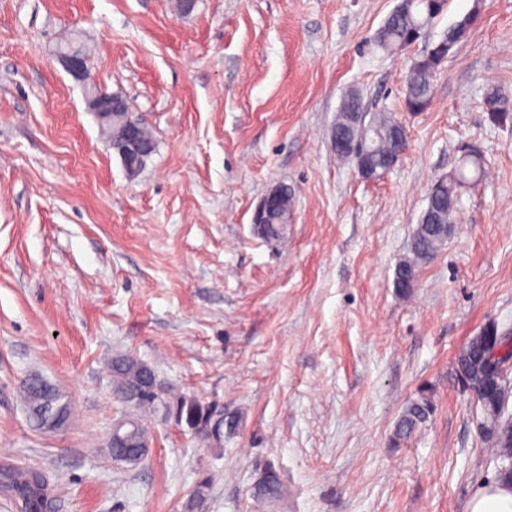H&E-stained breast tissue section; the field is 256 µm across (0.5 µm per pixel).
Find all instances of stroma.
<instances>
[{"label":"stroma","instance_id":"stroma-1","mask_svg":"<svg viewBox=\"0 0 512 512\" xmlns=\"http://www.w3.org/2000/svg\"><path fill=\"white\" fill-rule=\"evenodd\" d=\"M473 2L389 54L373 36L397 0H0V466L57 475L47 512H189L203 480L198 512H466L497 479L452 369L485 326L512 330V125L483 109L488 86L512 97V0H481L430 106L403 104L413 60ZM73 37L153 134L137 176L56 59ZM351 89L408 131L378 180L330 146ZM465 143L486 172L401 299L395 264ZM279 183L292 222L269 243L252 215ZM118 355L241 413L239 430L210 447L157 414L145 460L113 461ZM33 372L69 400L64 430L31 428ZM424 388L433 415L394 441ZM269 466L286 495L260 504Z\"/></svg>","mask_w":512,"mask_h":512}]
</instances>
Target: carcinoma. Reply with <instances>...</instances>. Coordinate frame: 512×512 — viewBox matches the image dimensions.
Here are the masks:
<instances>
[{"label":"carcinoma","mask_w":512,"mask_h":512,"mask_svg":"<svg viewBox=\"0 0 512 512\" xmlns=\"http://www.w3.org/2000/svg\"><path fill=\"white\" fill-rule=\"evenodd\" d=\"M448 0H402L393 9L376 34L378 45L391 54L404 51L418 42L425 31L447 10ZM481 5L476 2L462 18L451 23L443 37L428 44L423 53L412 63L411 82L413 90L404 98L409 113L425 111L433 93V81L446 58L454 48L465 41L480 16ZM485 111L490 120L503 125L512 123V100L495 86L487 88L484 96ZM398 118L389 112H380L371 117L369 132L374 144L369 152L370 162L380 176L389 172L386 159L401 155L402 145L392 137ZM485 170L484 154L477 149L461 152L458 165L447 176L436 180L430 187L429 197L433 203L437 224H419L414 232L409 254L395 264L393 285L401 298L409 297L416 287L419 270L424 263L435 258L442 249L447 235L455 223L456 204L461 190L479 180ZM293 201V191L286 188L280 207L272 217L264 238L275 240L280 237V224L286 219L288 204ZM491 330L484 329L471 337L458 351L454 361L455 380L466 379L480 405L481 413L487 418L482 430L485 442L492 455L501 461L499 477L509 480L507 461L512 459V422L501 414L502 405L509 394L503 388L497 391L486 389L490 374L487 363L488 340ZM151 367L129 357L112 360V392L121 403L134 397L135 409H171L176 415L177 426L186 429L209 445L223 447L224 434H234L240 424V416L224 412V407L215 402H205L195 396L176 393L158 381H150ZM23 401L29 413L32 426L45 432H54L67 426L70 420V403L56 386L34 373L20 386ZM434 411L432 394L428 390L419 393L403 410L394 431V442L409 439L429 420ZM0 487L8 489L19 503L20 512H46L55 483L43 470L0 468ZM257 497L269 502L280 499L283 486L278 475L271 468L264 469V476L255 485Z\"/></svg>","instance_id":"1"}]
</instances>
